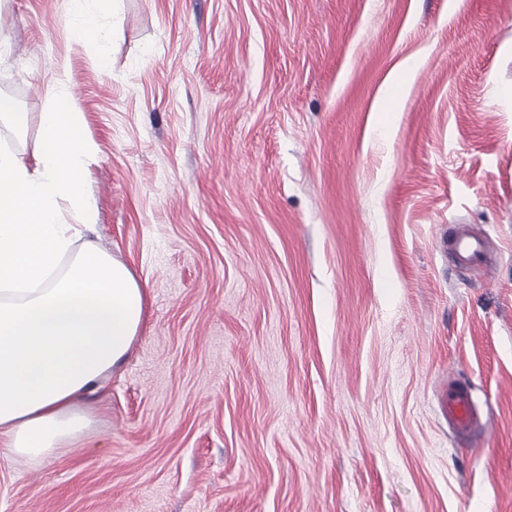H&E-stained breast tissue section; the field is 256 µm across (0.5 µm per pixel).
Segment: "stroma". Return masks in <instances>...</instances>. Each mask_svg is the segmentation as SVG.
<instances>
[{"mask_svg":"<svg viewBox=\"0 0 512 512\" xmlns=\"http://www.w3.org/2000/svg\"><path fill=\"white\" fill-rule=\"evenodd\" d=\"M74 20L0 0V97L74 98L144 318L0 512H512V0H116L104 66ZM440 245L457 265L464 267L480 261L486 250V240L470 234L461 225H456L448 237L442 238ZM441 414L448 418V425L459 436H466L482 428V416L472 400L469 385L452 383L437 396Z\"/></svg>","mask_w":512,"mask_h":512,"instance_id":"1","label":"stroma"}]
</instances>
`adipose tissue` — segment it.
Returning <instances> with one entry per match:
<instances>
[{
    "label": "adipose tissue",
    "instance_id": "1",
    "mask_svg": "<svg viewBox=\"0 0 512 512\" xmlns=\"http://www.w3.org/2000/svg\"><path fill=\"white\" fill-rule=\"evenodd\" d=\"M2 119L36 123L38 150L28 162L0 149V445L41 458L85 429L89 414L76 402L125 358L143 291L111 255L72 253L97 211L83 191L96 149L71 96L56 94L34 116L0 97ZM66 206L75 223L64 221ZM66 256L71 262L59 270Z\"/></svg>",
    "mask_w": 512,
    "mask_h": 512
}]
</instances>
